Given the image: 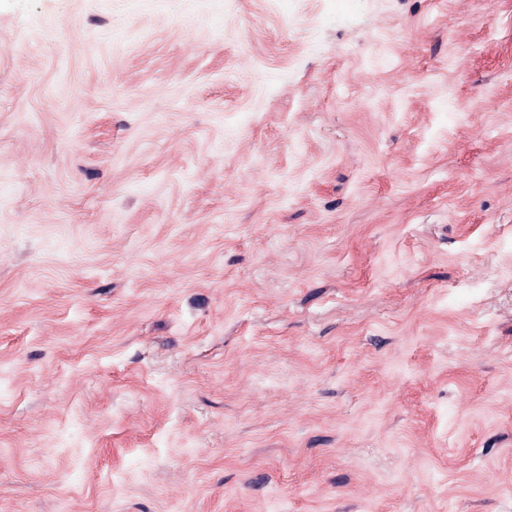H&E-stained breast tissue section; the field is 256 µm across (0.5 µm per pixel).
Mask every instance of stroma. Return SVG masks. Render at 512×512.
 <instances>
[{"instance_id":"1","label":"stroma","mask_w":512,"mask_h":512,"mask_svg":"<svg viewBox=\"0 0 512 512\" xmlns=\"http://www.w3.org/2000/svg\"><path fill=\"white\" fill-rule=\"evenodd\" d=\"M0 512H512V0H0Z\"/></svg>"}]
</instances>
